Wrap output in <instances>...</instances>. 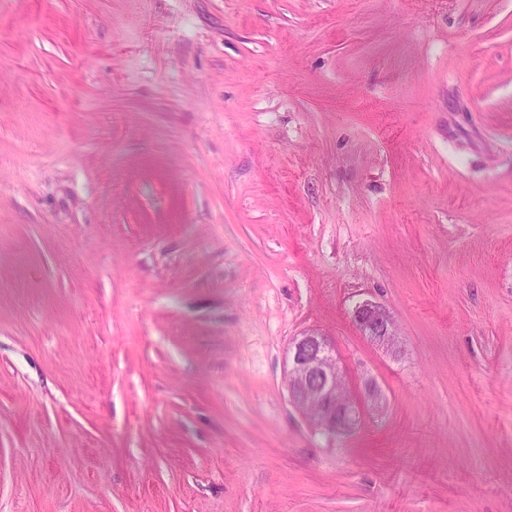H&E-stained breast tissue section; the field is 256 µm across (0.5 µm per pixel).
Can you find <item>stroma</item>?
<instances>
[{"label": "stroma", "instance_id": "obj_1", "mask_svg": "<svg viewBox=\"0 0 512 512\" xmlns=\"http://www.w3.org/2000/svg\"><path fill=\"white\" fill-rule=\"evenodd\" d=\"M0 512H512V0H0ZM351 319L362 336L386 354L400 351L395 321L389 309L373 300L357 302L351 311ZM285 382L289 403L316 430L332 437L353 433L370 406L379 402V391L371 380L364 390L340 396L339 381L346 384V368L340 361L335 341L317 331H305L288 344ZM308 407L306 412L302 408Z\"/></svg>", "mask_w": 512, "mask_h": 512}]
</instances>
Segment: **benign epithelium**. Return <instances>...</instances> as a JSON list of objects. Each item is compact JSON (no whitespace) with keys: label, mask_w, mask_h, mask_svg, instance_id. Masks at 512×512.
Segmentation results:
<instances>
[{"label":"benign epithelium","mask_w":512,"mask_h":512,"mask_svg":"<svg viewBox=\"0 0 512 512\" xmlns=\"http://www.w3.org/2000/svg\"><path fill=\"white\" fill-rule=\"evenodd\" d=\"M351 319L361 335L383 352L394 355L400 351L395 321L384 304L358 302L352 308ZM345 380L346 368L332 338L305 331L289 341L285 377L289 403L307 423L328 436L353 433L369 407L379 402L378 388L370 380L364 381L361 391L339 395L337 383Z\"/></svg>","instance_id":"1"}]
</instances>
